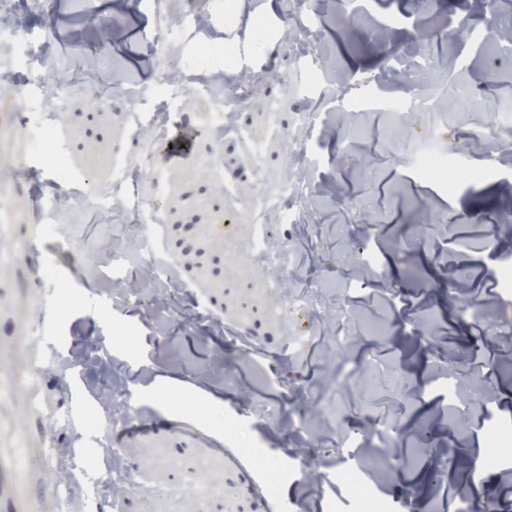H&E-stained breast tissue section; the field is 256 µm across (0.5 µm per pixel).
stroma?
Returning a JSON list of instances; mask_svg holds the SVG:
<instances>
[{"instance_id":"obj_1","label":"stroma","mask_w":512,"mask_h":512,"mask_svg":"<svg viewBox=\"0 0 512 512\" xmlns=\"http://www.w3.org/2000/svg\"><path fill=\"white\" fill-rule=\"evenodd\" d=\"M326 86L305 85L294 49L261 52L280 33L267 0H241L238 12L215 16L219 31L239 32L243 70L264 72L238 116L260 143V167L288 173L281 128L312 100L324 111L309 131L318 165L310 174L314 228L272 223L268 239L292 247L295 274L283 292L269 291L251 259V224L235 219L225 238L205 228L231 214L255 183L246 142L225 136L216 174L199 179L212 142L203 128L211 109L206 73L189 75L190 91L165 101L140 44L152 19L136 0H54L52 14L29 12L26 36L13 47L15 79L0 82V162L15 166L0 178V202L14 214L0 226V512H55V474L40 458L67 449L62 466L71 485L69 512H358L324 460L306 457L287 439V421L264 415L270 399L303 402L305 436L332 447L355 431L343 464L392 504V512H458L461 498L492 499L512 512V447L501 464L478 467L485 431L512 418V335L498 334L500 314L512 310L499 270L512 264V134L474 150V135L500 102L512 110V67L488 73V57L512 48L489 40V25L512 26V0H323ZM352 12L340 23L343 12ZM110 43L112 69L95 73L105 105L60 90L62 105L40 107L43 87L28 82L37 58L61 62V79L81 74L101 43ZM434 53L435 85L389 79L393 55ZM439 94L433 112L385 113V103ZM166 109L170 127L192 134L175 162L158 161L165 175L162 216L149 225L153 251L179 276L157 305L147 283L115 295L113 271L137 275L140 253L118 250L112 227L97 211L71 207L55 241L36 239L32 206L58 181L29 153L35 126L56 138L61 169L75 187L108 186L127 205L148 206L138 184L112 179L116 164L136 161L139 129L128 110L151 117ZM442 143L457 167L484 178L442 187L419 177L410 146ZM315 277L325 281L327 317L281 315L289 294ZM347 299L343 326L351 341L331 354L321 342ZM131 328L112 334L113 321ZM127 407L124 462L138 473L118 494L95 484L111 469L103 431L112 411ZM345 422H338V415ZM245 426L252 449L277 462L284 477L275 497L252 482L257 468L233 463L232 435L216 419ZM216 487L198 499L189 481Z\"/></svg>"}]
</instances>
